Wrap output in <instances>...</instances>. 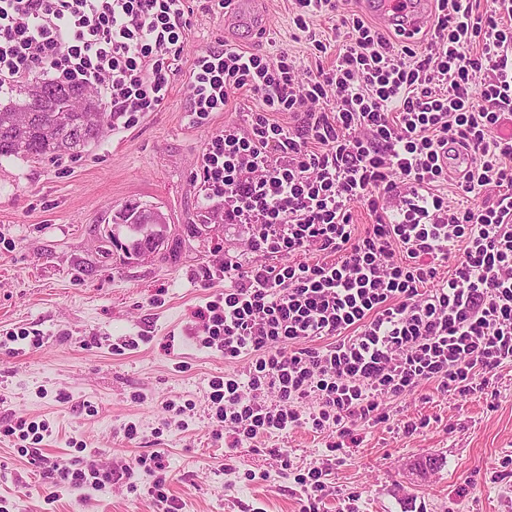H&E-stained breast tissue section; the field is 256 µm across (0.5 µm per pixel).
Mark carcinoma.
<instances>
[{
    "instance_id": "1",
    "label": "carcinoma",
    "mask_w": 512,
    "mask_h": 512,
    "mask_svg": "<svg viewBox=\"0 0 512 512\" xmlns=\"http://www.w3.org/2000/svg\"><path fill=\"white\" fill-rule=\"evenodd\" d=\"M23 97L18 100H9L0 107V158L18 157L20 153L14 147V129L10 124L11 112L24 109L31 101H46L51 111L37 112L33 118L28 137L30 139V152L28 158H55L63 154L78 157L85 148L95 143L99 138L97 129L93 126L81 124V114L72 111L74 102H83L81 95L89 97L87 111L95 112L102 124L112 122L111 113L105 110L99 98L93 97L85 88L61 86L54 82L43 81L39 84L27 85L20 89ZM56 118L58 123V136L46 139L41 136V125L50 118Z\"/></svg>"
}]
</instances>
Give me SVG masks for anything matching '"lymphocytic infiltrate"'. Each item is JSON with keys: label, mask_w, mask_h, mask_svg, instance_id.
<instances>
[{"label": "lymphocytic infiltrate", "mask_w": 512, "mask_h": 512, "mask_svg": "<svg viewBox=\"0 0 512 512\" xmlns=\"http://www.w3.org/2000/svg\"><path fill=\"white\" fill-rule=\"evenodd\" d=\"M473 2L436 0L419 49L340 0H295L299 30L336 12L351 32L303 80L287 54L224 42L189 60L193 123L239 92L257 102L196 171L225 223L251 228L253 261L225 257L224 294L197 313L206 347L248 363L209 382L228 447L308 426L335 429L336 452L356 444L352 423L389 420L384 397L466 396L512 364V0ZM193 13L188 0H0V94L42 73L136 125L163 106ZM357 204L373 218L362 234ZM52 469L71 488L116 480L91 460Z\"/></svg>", "instance_id": "f902f5d3"}]
</instances>
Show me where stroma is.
I'll use <instances>...</instances> for the list:
<instances>
[{
    "label": "stroma",
    "instance_id": "obj_1",
    "mask_svg": "<svg viewBox=\"0 0 512 512\" xmlns=\"http://www.w3.org/2000/svg\"><path fill=\"white\" fill-rule=\"evenodd\" d=\"M267 35L237 46L287 53L299 75L331 66L346 30L313 18L329 42L315 55L293 23L294 0H265ZM187 57L224 36V14L195 6ZM188 64L165 105L136 126L106 127L82 156L0 159V425L44 423L38 459L0 436V512H161L139 457L159 452L166 492L182 512H300L298 474L330 470L320 512H512V365L484 390L438 397L432 386L383 406L388 422L355 425L358 446L328 461L334 433L303 427L239 448L214 438L211 377L244 370L204 347L195 310L224 291V257L248 261L249 231L205 220L195 178L212 133L239 125L256 101L238 94L208 124L187 114ZM154 207L169 239L129 257L115 221L127 205ZM28 339L11 341L14 332ZM192 402L179 417L167 402ZM418 422L407 432L406 421ZM135 438H127L128 426ZM123 473L103 490L56 484L50 465L77 455ZM259 472L246 480V471Z\"/></svg>",
    "mask_w": 512,
    "mask_h": 512
}]
</instances>
